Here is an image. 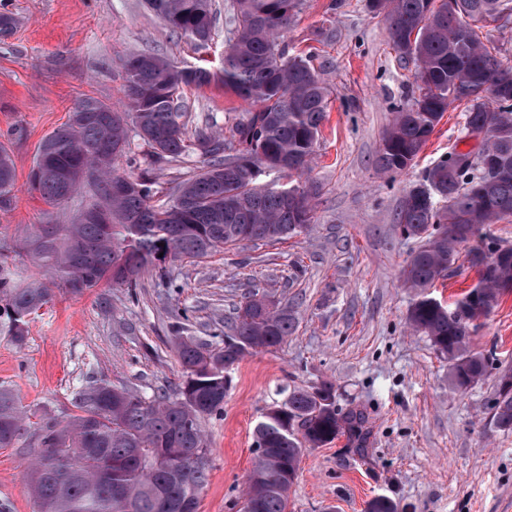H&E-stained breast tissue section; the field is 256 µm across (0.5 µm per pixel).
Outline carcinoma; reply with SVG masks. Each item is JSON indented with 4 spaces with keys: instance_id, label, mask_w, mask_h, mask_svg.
Instances as JSON below:
<instances>
[{
    "instance_id": "obj_1",
    "label": "carcinoma",
    "mask_w": 512,
    "mask_h": 512,
    "mask_svg": "<svg viewBox=\"0 0 512 512\" xmlns=\"http://www.w3.org/2000/svg\"><path fill=\"white\" fill-rule=\"evenodd\" d=\"M173 32L200 45L211 41L215 0H148ZM301 0H232L224 66L212 71L184 66L153 52L124 65L125 109L86 98L69 122L38 145L34 165L50 162L28 183L49 205L87 186L110 209V221L37 224L20 239L50 281L24 286L0 276V311L13 338L25 339L26 317L47 304L53 290L82 293L103 282L135 288L153 272L170 288H181L169 265L201 259L248 243L278 242L311 228L320 186L310 179L329 89L311 61L289 55L282 38L294 23ZM383 14L389 41L400 58L414 64L407 104L395 108L376 158L381 173L401 174L454 102L466 105L464 129L489 133L484 163L452 167L444 158L424 171L405 194L395 221L402 235L419 241L401 276L414 292L410 325L429 337L448 360V381L464 392L488 374V360L472 349L474 321L512 292V246L481 233L487 224L512 218V68L498 59L499 47L483 33L512 20V0H371ZM222 86L251 106L229 137L205 125L186 138L179 96L185 87ZM148 148L150 164L171 162L196 151L202 166L178 181L169 201L157 194L150 171L124 175L115 162L134 141ZM290 181L280 182L282 176ZM123 181L127 190L110 196ZM15 185L9 150L0 144V204ZM473 242L468 262L484 293L467 291L450 306L430 288L448 277L462 243ZM245 292L227 324L224 345L209 349L194 336L175 337L184 368L171 393L145 397L101 382L86 390L78 412L47 419L37 428L39 451L29 473L33 512H180L199 497L210 464L194 467L198 448L211 455L202 430L207 417L224 413L227 370L245 355L283 343L296 329L292 310ZM493 422L512 430V388L497 378ZM33 413L0 390V448H13L29 432ZM360 447L364 416L336 411L333 385L324 381L295 387L269 408L253 431L257 462L246 494L261 501L260 512H290L289 489L304 454L342 435Z\"/></svg>"
}]
</instances>
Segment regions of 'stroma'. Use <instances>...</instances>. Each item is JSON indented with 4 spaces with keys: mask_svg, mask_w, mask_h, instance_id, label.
Here are the masks:
<instances>
[{
    "mask_svg": "<svg viewBox=\"0 0 512 512\" xmlns=\"http://www.w3.org/2000/svg\"><path fill=\"white\" fill-rule=\"evenodd\" d=\"M216 2L215 34L202 47L167 29L146 0H0V12L16 20L0 35V143L16 169L0 206V244L12 245L26 224L72 223L93 204L84 190L48 205L27 175L39 143L81 99L124 109L127 57L150 51L222 67L229 0ZM284 42L289 54L313 55L330 89L311 172L322 187L312 231L175 263L178 294L149 272L133 298L109 284L57 294L28 317L20 345L0 319V387L39 419L73 414L80 392L100 380L148 397L173 388L183 380L174 326L212 336L256 286L292 308L298 325L277 349L229 370L224 413L204 423L212 455L198 512H242L256 423L289 388L324 381L335 386L338 413L364 414L368 435L360 452L342 437L305 453L292 512H366L381 495L398 512H512V431L492 420L496 378L512 368V293L477 320L472 347L489 357V373L458 393L447 360L410 327L413 293L400 279L415 243L395 214L427 167L472 150L464 108L445 112L406 174L377 172L383 131L393 106L411 96L414 67L392 48L369 0H304ZM182 98L191 133L207 122L228 133L246 110L216 86L184 89ZM38 449L30 437L0 448V502L12 512H32L28 473Z\"/></svg>",
    "mask_w": 512,
    "mask_h": 512,
    "instance_id": "1",
    "label": "stroma"
}]
</instances>
